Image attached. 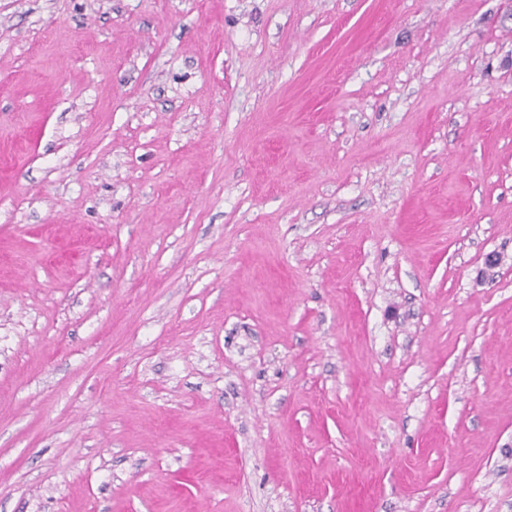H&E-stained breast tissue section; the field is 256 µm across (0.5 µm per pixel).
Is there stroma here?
Returning a JSON list of instances; mask_svg holds the SVG:
<instances>
[{
	"label": "stroma",
	"mask_w": 512,
	"mask_h": 512,
	"mask_svg": "<svg viewBox=\"0 0 512 512\" xmlns=\"http://www.w3.org/2000/svg\"><path fill=\"white\" fill-rule=\"evenodd\" d=\"M0 512H512V0H0Z\"/></svg>",
	"instance_id": "obj_1"
}]
</instances>
